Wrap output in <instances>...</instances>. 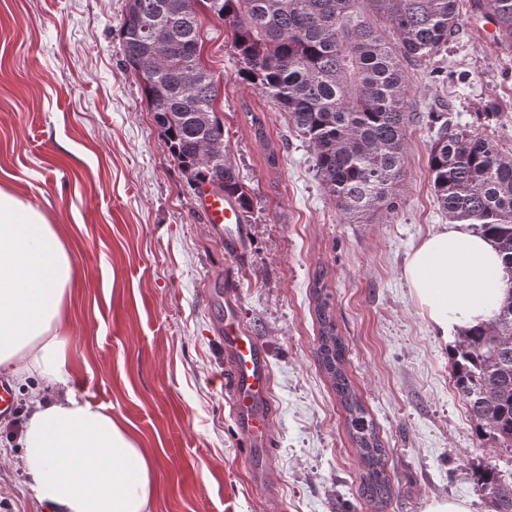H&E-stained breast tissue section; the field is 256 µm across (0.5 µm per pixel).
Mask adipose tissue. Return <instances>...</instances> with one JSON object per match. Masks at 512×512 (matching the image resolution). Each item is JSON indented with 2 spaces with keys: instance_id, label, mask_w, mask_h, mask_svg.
<instances>
[{
  "instance_id": "1",
  "label": "adipose tissue",
  "mask_w": 512,
  "mask_h": 512,
  "mask_svg": "<svg viewBox=\"0 0 512 512\" xmlns=\"http://www.w3.org/2000/svg\"><path fill=\"white\" fill-rule=\"evenodd\" d=\"M76 272L45 214L0 187V371L55 392L24 422L23 480L47 512H154L153 461L73 385L67 327ZM404 273L442 337L488 322L512 283L494 244L466 223L419 243Z\"/></svg>"
}]
</instances>
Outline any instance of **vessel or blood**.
Instances as JSON below:
<instances>
[{
	"label": "vessel or blood",
	"instance_id": "vessel-or-blood-1",
	"mask_svg": "<svg viewBox=\"0 0 512 512\" xmlns=\"http://www.w3.org/2000/svg\"><path fill=\"white\" fill-rule=\"evenodd\" d=\"M196 196L210 234L223 238L225 253L235 257L244 254L249 237L234 199L207 183L198 186ZM233 282V277H225L223 288L211 291L213 301L224 306L217 326L227 366L224 391L249 452L252 480L275 505L279 502V490L267 478L278 414L270 362L263 344L250 334L237 315Z\"/></svg>",
	"mask_w": 512,
	"mask_h": 512
}]
</instances>
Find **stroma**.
I'll return each mask as SVG.
<instances>
[{
    "mask_svg": "<svg viewBox=\"0 0 512 512\" xmlns=\"http://www.w3.org/2000/svg\"><path fill=\"white\" fill-rule=\"evenodd\" d=\"M127 0H0V185L46 212L79 268L69 327L78 392L111 411L153 460L155 512H270L250 479L224 393L220 316L208 289L233 273L241 321L266 346L279 413L269 479L283 512H425L467 500L512 450L479 436L454 388L450 349L404 276L408 254L447 220L427 157L442 123L512 148V51L464 6L462 26L409 62L424 118L406 137L398 206L347 222L316 177L286 112L238 76L231 38L204 20L224 144L252 198L251 245L225 255L172 160L127 67ZM257 113L267 142L249 119ZM278 156L268 166L265 144ZM322 283L346 347V373L386 451L392 496L360 492V450L321 366L313 287ZM0 422V512H43L20 474L23 396Z\"/></svg>",
    "mask_w": 512,
    "mask_h": 512,
    "instance_id": "stroma-1",
    "label": "stroma"
}]
</instances>
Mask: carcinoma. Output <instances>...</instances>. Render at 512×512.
Listing matches in <instances>:
<instances>
[{
	"label": "carcinoma",
	"mask_w": 512,
	"mask_h": 512,
	"mask_svg": "<svg viewBox=\"0 0 512 512\" xmlns=\"http://www.w3.org/2000/svg\"><path fill=\"white\" fill-rule=\"evenodd\" d=\"M229 28L239 75L288 113L313 152L324 191L348 219L389 213L418 122L404 62L437 54L459 30L461 0H201ZM512 49V0H472ZM125 61L139 76L169 154L192 187L207 182L251 208L225 152L217 82L202 65L199 17L188 0H128L120 24ZM429 174L449 222L489 235L512 274V151L447 123L429 148ZM319 354L347 412L364 464L363 494L379 506L391 479L373 423L344 370L345 345L314 285ZM454 384L482 435L512 448V286L486 325L452 349ZM496 512H512V472L478 477Z\"/></svg>",
	"instance_id": "carcinoma-1"
}]
</instances>
